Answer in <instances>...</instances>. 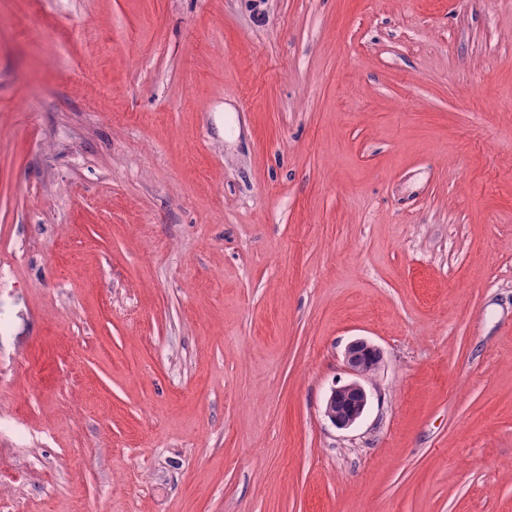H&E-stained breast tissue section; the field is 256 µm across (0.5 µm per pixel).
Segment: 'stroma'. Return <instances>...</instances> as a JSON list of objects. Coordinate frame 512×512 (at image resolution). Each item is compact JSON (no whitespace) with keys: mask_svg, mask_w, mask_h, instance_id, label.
<instances>
[{"mask_svg":"<svg viewBox=\"0 0 512 512\" xmlns=\"http://www.w3.org/2000/svg\"><path fill=\"white\" fill-rule=\"evenodd\" d=\"M1 501L512 512V0H0ZM371 352L377 353L381 360L380 351L365 340L354 341L347 347L346 363L351 374L357 379H361L367 374L365 356ZM368 405V394L364 386L354 380L332 390L327 399L325 413L334 425L349 428L364 414ZM336 406V412L333 407Z\"/></svg>","mask_w":512,"mask_h":512,"instance_id":"stroma-1","label":"stroma"}]
</instances>
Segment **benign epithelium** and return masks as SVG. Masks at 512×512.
<instances>
[{
    "mask_svg": "<svg viewBox=\"0 0 512 512\" xmlns=\"http://www.w3.org/2000/svg\"><path fill=\"white\" fill-rule=\"evenodd\" d=\"M372 352L378 349L365 340H357L346 349V363L356 380L332 390L325 409L326 415L339 428L354 425L367 408L368 394L359 379L367 374L365 356Z\"/></svg>",
    "mask_w": 512,
    "mask_h": 512,
    "instance_id": "obj_1",
    "label": "benign epithelium"
}]
</instances>
